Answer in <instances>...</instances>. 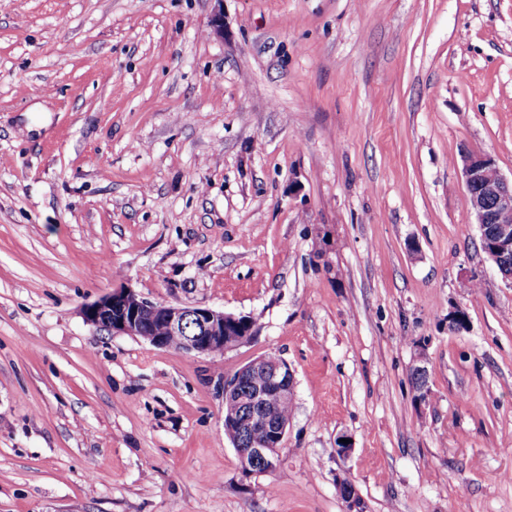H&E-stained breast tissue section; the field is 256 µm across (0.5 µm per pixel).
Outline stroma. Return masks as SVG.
<instances>
[{
	"instance_id": "stroma-1",
	"label": "stroma",
	"mask_w": 512,
	"mask_h": 512,
	"mask_svg": "<svg viewBox=\"0 0 512 512\" xmlns=\"http://www.w3.org/2000/svg\"><path fill=\"white\" fill-rule=\"evenodd\" d=\"M465 149L512 178V0H0V512H348L345 479L359 512H512ZM122 286L257 334L86 323ZM266 354L294 406L247 475L224 381Z\"/></svg>"
}]
</instances>
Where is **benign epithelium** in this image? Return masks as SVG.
Returning a JSON list of instances; mask_svg holds the SVG:
<instances>
[{
    "label": "benign epithelium",
    "mask_w": 512,
    "mask_h": 512,
    "mask_svg": "<svg viewBox=\"0 0 512 512\" xmlns=\"http://www.w3.org/2000/svg\"><path fill=\"white\" fill-rule=\"evenodd\" d=\"M469 208L467 222L485 231L491 225L485 255L504 278L512 281V267L503 264L512 250V179H506L494 160L481 153L461 152ZM87 323L106 325L114 333L140 337L160 348L168 347L166 336L153 334L155 325L164 326L167 336L180 337L181 350L208 354L218 346L228 351L250 342L257 334L254 322L222 310L158 303L140 296L130 287H120L83 309ZM276 394L286 401L294 397V375L284 360L258 357L224 381V398H236L249 411L224 424L246 472L260 469L267 474L279 465L278 450L288 431V422L275 420L265 412V401ZM254 428L266 432L261 442L241 441L239 435Z\"/></svg>",
    "instance_id": "benign-epithelium-1"
}]
</instances>
